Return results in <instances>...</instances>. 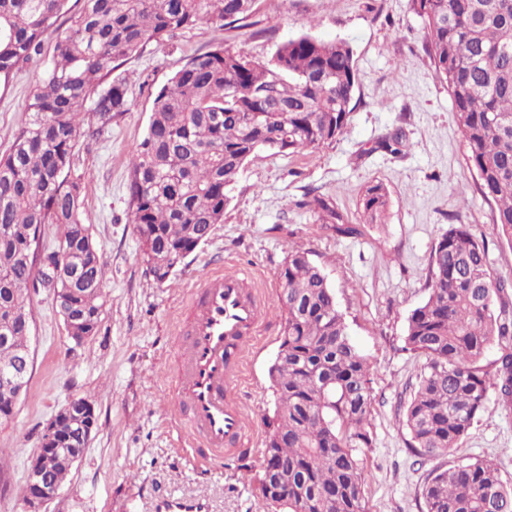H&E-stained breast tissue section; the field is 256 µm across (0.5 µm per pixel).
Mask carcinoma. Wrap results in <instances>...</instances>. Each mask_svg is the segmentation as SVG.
<instances>
[{"label": "carcinoma", "instance_id": "obj_1", "mask_svg": "<svg viewBox=\"0 0 512 512\" xmlns=\"http://www.w3.org/2000/svg\"><path fill=\"white\" fill-rule=\"evenodd\" d=\"M255 0H0V88L40 54L46 35L66 25L9 152L0 156V368L24 374L29 352L30 289L66 288L41 279L64 255L83 287L62 308L81 314L78 332L94 335L104 299V265L81 221L83 177L74 169L84 108L99 133L128 110L125 80L114 63L200 22L224 26L254 13ZM426 31L435 77L445 83L483 196L497 205L495 224L512 244V0H412ZM357 82L344 41L302 35L267 62L217 44L197 54L153 99L149 126L130 156L129 209L143 261L162 285L224 221L228 188L260 150L295 153L330 146L343 135ZM336 234L353 229L320 198ZM366 220L388 205L380 184L360 196ZM55 238L44 240L46 229ZM284 316L269 368L274 411L263 451L266 504L300 512H364L359 452L370 447L371 367L351 343L348 325L321 268L290 251L280 274ZM429 296L408 318L406 348L424 358L403 424L420 461L447 456L484 410L489 387L512 398V308L506 285L488 265L485 243L451 224L437 241ZM503 352L489 371L485 354ZM58 445L81 448L63 425ZM425 512H512V481L496 464L459 459L434 468L423 488Z\"/></svg>", "mask_w": 512, "mask_h": 512}]
</instances>
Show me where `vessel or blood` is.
Masks as SVG:
<instances>
[{
	"mask_svg": "<svg viewBox=\"0 0 512 512\" xmlns=\"http://www.w3.org/2000/svg\"><path fill=\"white\" fill-rule=\"evenodd\" d=\"M262 313L243 278L206 276L193 301V318L177 345L176 394L184 449L200 464L242 443L246 423L229 392L244 363V347L258 333ZM154 512H210L207 494H160Z\"/></svg>",
	"mask_w": 512,
	"mask_h": 512,
	"instance_id": "b4317fda",
	"label": "vessel or blood"
}]
</instances>
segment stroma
I'll return each instance as SVG.
<instances>
[{
	"instance_id": "1",
	"label": "stroma",
	"mask_w": 512,
	"mask_h": 512,
	"mask_svg": "<svg viewBox=\"0 0 512 512\" xmlns=\"http://www.w3.org/2000/svg\"><path fill=\"white\" fill-rule=\"evenodd\" d=\"M346 41L358 74L349 124L332 145L291 154L262 151L230 190L223 223L164 285L146 272L128 204V162L143 139L153 99L194 55L214 45L256 61L290 39ZM55 41L23 64L0 90V155L10 148ZM421 19L411 0H258L253 17L218 27L199 24L147 43L115 69L129 105L112 128L82 135L75 167L83 176V223L104 263L107 303L99 330L72 347L46 290L32 294L33 372L14 418L0 425V512H25L24 476L46 422L73 397L88 398L97 425L80 462L48 512H152L156 494L206 492L212 512H265L262 453L273 413L268 371L283 328L279 273L292 250L321 267L345 314L352 342L371 362L372 443L360 454L366 512H425L422 488L433 462L414 464L403 413L422 357L406 351L411 312L427 298L431 251L449 224L463 219L488 246L495 278L512 285V244L500 238L496 204L483 197L456 124L446 84L434 76ZM399 133L398 153L379 140ZM382 184L389 205L366 223L362 191ZM336 209L350 235L339 236L304 203L308 191ZM243 274L263 323L247 346L232 389L251 432L245 450L203 469L172 424L177 336L189 304L211 272ZM455 457L493 461L512 479V401L490 390L486 409Z\"/></svg>"
}]
</instances>
